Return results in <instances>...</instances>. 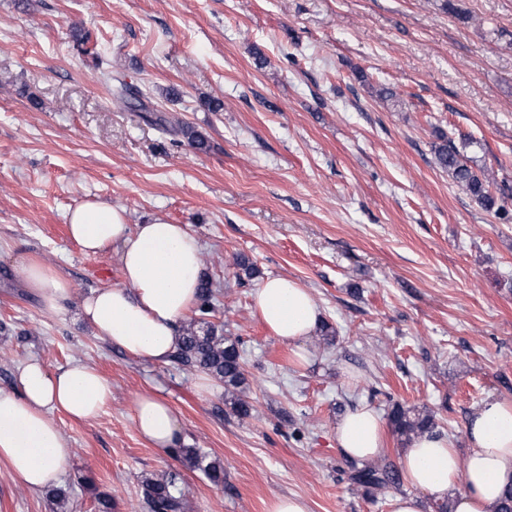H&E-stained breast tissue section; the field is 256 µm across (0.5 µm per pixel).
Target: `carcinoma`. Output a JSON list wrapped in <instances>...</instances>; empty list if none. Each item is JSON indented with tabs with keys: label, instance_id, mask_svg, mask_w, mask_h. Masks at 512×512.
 I'll return each mask as SVG.
<instances>
[{
	"label": "carcinoma",
	"instance_id": "obj_1",
	"mask_svg": "<svg viewBox=\"0 0 512 512\" xmlns=\"http://www.w3.org/2000/svg\"><path fill=\"white\" fill-rule=\"evenodd\" d=\"M434 155L436 164L448 172L480 207L498 216L506 215L504 207L497 205V198L490 191L493 183L490 174L474 169L471 160L452 141L436 147ZM214 309L211 282L203 277L194 317L183 327V336L173 360L178 365L195 367L223 381L224 391L234 394L233 410L246 417L250 415L251 406L242 398L247 384L244 360L238 342L224 336V327L207 321ZM387 420L392 431L405 442L425 433L438 434L433 414H421L400 403L391 405ZM171 453L189 467L202 471L211 482L218 483L223 479V464L207 459L200 449L182 444L171 449ZM349 479L353 486L370 493L395 483L397 475L392 469L370 465L353 469ZM142 495L148 512H186L184 494L172 479H145Z\"/></svg>",
	"mask_w": 512,
	"mask_h": 512
}]
</instances>
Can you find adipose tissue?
Listing matches in <instances>:
<instances>
[{"label":"adipose tissue","mask_w":512,"mask_h":512,"mask_svg":"<svg viewBox=\"0 0 512 512\" xmlns=\"http://www.w3.org/2000/svg\"><path fill=\"white\" fill-rule=\"evenodd\" d=\"M67 232L85 253L115 251L122 282L76 297L72 284L40 261L28 258L17 270L54 314L77 302L95 336L129 356L168 364L182 325L197 302L201 246L186 225L153 216L129 227L123 210L107 202H89L67 216ZM254 310L277 339L302 345L314 333L321 310L309 291L284 276L264 280L254 293ZM16 388H0V462L24 486L40 491L56 484L72 449L54 414L77 420L97 417L112 399V383L81 361L50 368L36 357L23 362ZM133 420L155 448L182 443L181 427L167 401L138 395ZM469 450L459 457L445 438L423 435L406 448L401 468L408 482L432 496L450 498L453 512H494L505 488L512 486V402L493 400L471 414ZM336 442L358 460L383 449V424L367 406L350 410L336 427Z\"/></svg>","instance_id":"adipose-tissue-1"}]
</instances>
